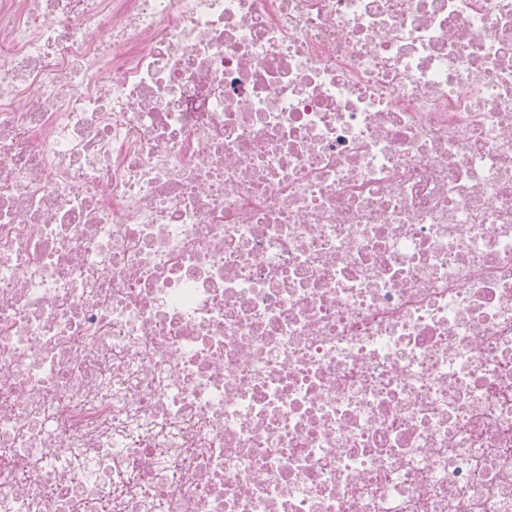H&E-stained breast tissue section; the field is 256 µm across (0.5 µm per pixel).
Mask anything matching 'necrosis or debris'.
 <instances>
[{"instance_id":"4bbe7bcc","label":"necrosis or debris","mask_w":512,"mask_h":512,"mask_svg":"<svg viewBox=\"0 0 512 512\" xmlns=\"http://www.w3.org/2000/svg\"><path fill=\"white\" fill-rule=\"evenodd\" d=\"M0 512H512V0H0Z\"/></svg>"}]
</instances>
